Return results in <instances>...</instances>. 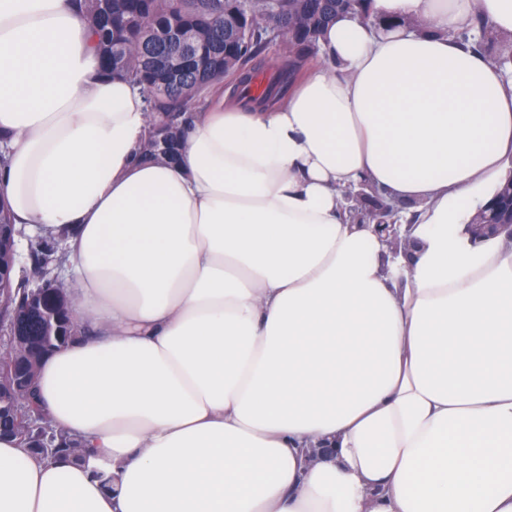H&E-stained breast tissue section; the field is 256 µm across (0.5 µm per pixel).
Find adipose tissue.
Listing matches in <instances>:
<instances>
[{
	"label": "adipose tissue",
	"instance_id": "1",
	"mask_svg": "<svg viewBox=\"0 0 512 512\" xmlns=\"http://www.w3.org/2000/svg\"><path fill=\"white\" fill-rule=\"evenodd\" d=\"M74 0H0V204L73 264L38 393L86 463L0 436V512H512V0H371L275 108L212 95L177 161ZM385 189L391 254L343 195ZM113 478L104 490L97 473ZM478 29L482 34L483 50L497 63L506 64L511 61V55L506 52L493 53L495 46L499 43L498 34L485 21L478 20ZM512 180L503 182L500 184L491 199V201L485 206L484 210H480L479 213L473 217L471 222H483V223H471L468 224L469 231L478 238L484 237H496L501 233H505L507 236L512 238V219L508 223L494 224L507 212L502 211V206H507L509 202V195L511 192ZM490 204V205H489ZM492 224H486V223Z\"/></svg>",
	"mask_w": 512,
	"mask_h": 512
}]
</instances>
